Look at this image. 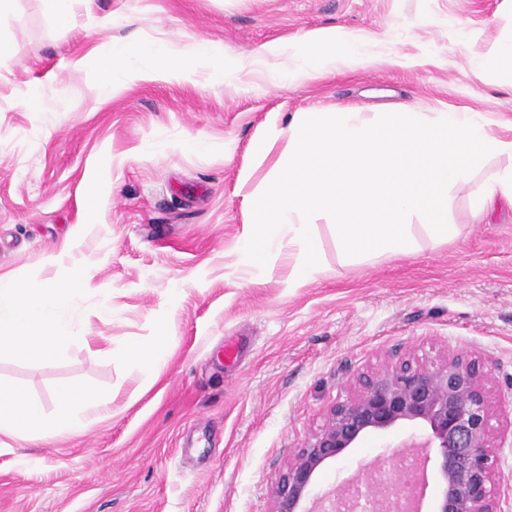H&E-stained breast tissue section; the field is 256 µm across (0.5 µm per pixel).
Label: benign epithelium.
<instances>
[{"instance_id": "7a95c632", "label": "benign epithelium", "mask_w": 512, "mask_h": 512, "mask_svg": "<svg viewBox=\"0 0 512 512\" xmlns=\"http://www.w3.org/2000/svg\"><path fill=\"white\" fill-rule=\"evenodd\" d=\"M496 368L497 361L482 352L448 350L429 364L408 353L357 373L351 394L329 407L320 428L288 456L272 488L269 512H332L336 497L356 483L374 512H392L405 487L376 484L372 473H405V452H388L361 465L358 478L344 486L320 496L312 491L324 465L368 434L406 424L420 426L421 442L435 449L434 512H512V486L502 491L493 480L509 433L492 424Z\"/></svg>"}]
</instances>
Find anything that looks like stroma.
Masks as SVG:
<instances>
[{
	"label": "stroma",
	"mask_w": 512,
	"mask_h": 512,
	"mask_svg": "<svg viewBox=\"0 0 512 512\" xmlns=\"http://www.w3.org/2000/svg\"><path fill=\"white\" fill-rule=\"evenodd\" d=\"M393 36L399 65L335 70L288 86L236 70L259 47L329 27ZM512 36V0H44L0 16V276L51 284L81 274L68 302L81 337L49 359L0 351V382L51 406L77 382L109 404L75 432L0 436V512H268L278 470L345 399L356 372L415 351L499 360L493 394L512 422V210L459 234H417L414 253L347 260L317 224L326 274L288 285L298 247L245 265L246 189L272 128L299 113L467 108L512 120V87L474 61ZM223 66L190 81L98 93L102 61L128 43ZM429 56L423 66L410 59ZM162 337L155 385L122 356ZM404 425L367 436L321 471L327 492L409 442Z\"/></svg>",
	"instance_id": "35a3bbf8"
}]
</instances>
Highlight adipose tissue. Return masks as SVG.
Returning a JSON list of instances; mask_svg holds the SVG:
<instances>
[{"label":"adipose tissue","mask_w":512,"mask_h":512,"mask_svg":"<svg viewBox=\"0 0 512 512\" xmlns=\"http://www.w3.org/2000/svg\"><path fill=\"white\" fill-rule=\"evenodd\" d=\"M377 37L331 27L308 32L297 42L270 43L256 52L264 62L289 55L292 65L288 81L304 84L339 67L364 69L397 63L391 49L375 51ZM139 57L131 66V57ZM107 80L100 87L106 96L116 95L136 80L182 79L191 77L188 60L156 48H123L105 61ZM83 281L71 276L51 285H28L10 277H0V351L10 350L31 358H47L74 337L75 324L67 317L68 299L79 291ZM106 401L105 395L78 384L62 386L54 395L53 411L17 388L0 383V433L18 435L49 426L59 431L77 429L80 414L94 412Z\"/></svg>","instance_id":"adipose-tissue-1"}]
</instances>
